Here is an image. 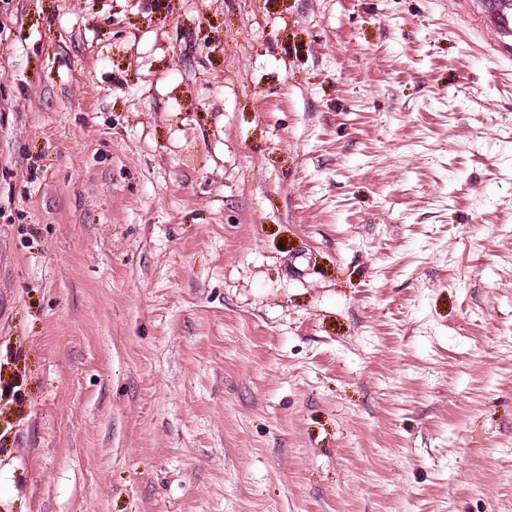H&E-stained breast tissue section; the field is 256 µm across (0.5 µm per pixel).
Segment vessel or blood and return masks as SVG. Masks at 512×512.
<instances>
[{
    "instance_id": "1",
    "label": "vessel or blood",
    "mask_w": 512,
    "mask_h": 512,
    "mask_svg": "<svg viewBox=\"0 0 512 512\" xmlns=\"http://www.w3.org/2000/svg\"><path fill=\"white\" fill-rule=\"evenodd\" d=\"M454 13L468 18L472 29L489 35L492 52L512 58V0H449Z\"/></svg>"
}]
</instances>
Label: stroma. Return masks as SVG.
<instances>
[{"label":"stroma","mask_w":512,"mask_h":512,"mask_svg":"<svg viewBox=\"0 0 512 512\" xmlns=\"http://www.w3.org/2000/svg\"><path fill=\"white\" fill-rule=\"evenodd\" d=\"M448 0H0V512H512V60Z\"/></svg>","instance_id":"1"}]
</instances>
